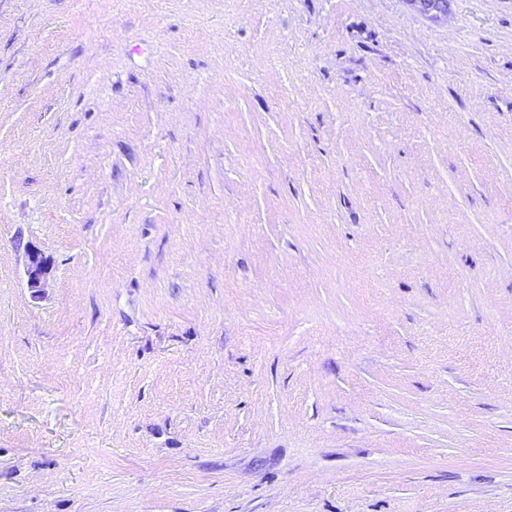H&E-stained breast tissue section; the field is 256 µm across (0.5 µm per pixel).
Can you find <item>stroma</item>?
<instances>
[{
  "label": "stroma",
  "instance_id": "stroma-1",
  "mask_svg": "<svg viewBox=\"0 0 512 512\" xmlns=\"http://www.w3.org/2000/svg\"><path fill=\"white\" fill-rule=\"evenodd\" d=\"M0 512H512V0H0ZM49 271L47 257L38 249H25V275L31 297L38 299Z\"/></svg>",
  "mask_w": 512,
  "mask_h": 512
}]
</instances>
